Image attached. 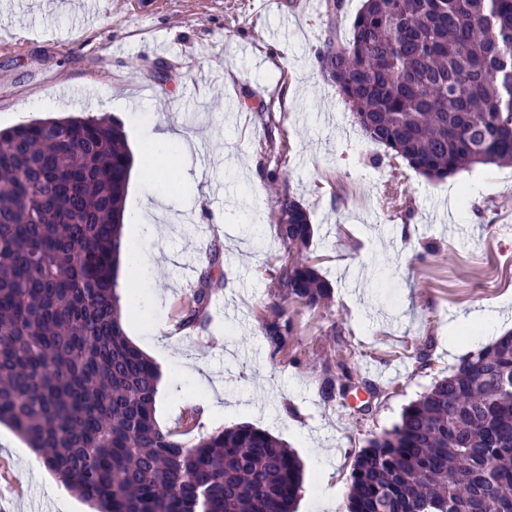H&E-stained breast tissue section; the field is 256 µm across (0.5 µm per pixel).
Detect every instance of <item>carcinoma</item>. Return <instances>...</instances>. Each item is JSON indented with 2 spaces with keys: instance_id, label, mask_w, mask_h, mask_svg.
<instances>
[{
  "instance_id": "carcinoma-1",
  "label": "carcinoma",
  "mask_w": 512,
  "mask_h": 512,
  "mask_svg": "<svg viewBox=\"0 0 512 512\" xmlns=\"http://www.w3.org/2000/svg\"><path fill=\"white\" fill-rule=\"evenodd\" d=\"M319 71L371 141L442 180L512 164V0H363ZM132 156L106 116L0 130V424L92 512H294L302 466L250 425L186 443L156 419L159 372L116 294ZM279 286L310 310L331 285L304 255L310 214L277 197ZM221 248L179 321L224 285ZM273 352L293 321L264 322ZM512 512V331L461 358L355 457L342 512Z\"/></svg>"
}]
</instances>
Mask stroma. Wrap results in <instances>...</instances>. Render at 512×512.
Here are the masks:
<instances>
[{
  "label": "stroma",
  "instance_id": "stroma-1",
  "mask_svg": "<svg viewBox=\"0 0 512 512\" xmlns=\"http://www.w3.org/2000/svg\"><path fill=\"white\" fill-rule=\"evenodd\" d=\"M73 0H0V128L43 117L104 115L129 145L177 126L206 129L190 161L174 152L162 179L131 172L123 241L153 263V286L126 310L129 340L158 365L156 418L190 443L182 415L209 398L200 359L224 377L225 427L246 422L279 439L303 465L297 512L342 500L355 455L392 430L405 407L457 364L456 321L512 313V166H478L432 181L365 138L316 66L330 26L348 38L362 0L340 14L306 0H100L87 22ZM298 90L283 99V85ZM164 97L161 111L150 108ZM309 211L307 256L333 287L328 310L283 299L269 172ZM177 182L178 192L168 189ZM403 189L400 209L386 205ZM166 196L158 224L140 235L145 202ZM395 224L408 236H392ZM225 284L193 334L166 341L214 245ZM283 308L295 326L272 353L264 319ZM424 359H417V350ZM351 374L348 396L325 401L324 370ZM31 448L0 425V504L6 512H61L31 465Z\"/></svg>",
  "mask_w": 512,
  "mask_h": 512
}]
</instances>
